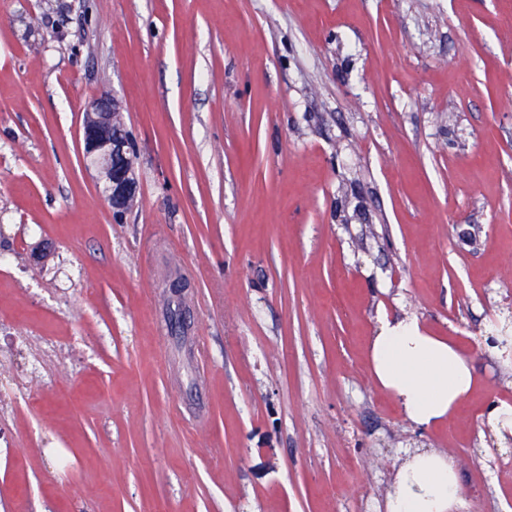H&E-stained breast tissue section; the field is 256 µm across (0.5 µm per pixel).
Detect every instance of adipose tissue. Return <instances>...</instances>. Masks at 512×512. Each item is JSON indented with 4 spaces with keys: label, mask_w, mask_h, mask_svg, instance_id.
<instances>
[{
    "label": "adipose tissue",
    "mask_w": 512,
    "mask_h": 512,
    "mask_svg": "<svg viewBox=\"0 0 512 512\" xmlns=\"http://www.w3.org/2000/svg\"><path fill=\"white\" fill-rule=\"evenodd\" d=\"M370 375L414 426L444 424L471 393L466 355L447 337L431 335L415 318L383 321L371 339ZM455 460L435 449L413 450L397 469L385 512H467Z\"/></svg>",
    "instance_id": "obj_1"
}]
</instances>
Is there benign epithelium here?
I'll list each match as a JSON object with an SVG mask.
<instances>
[{"label":"benign epithelium","mask_w":512,"mask_h":512,"mask_svg":"<svg viewBox=\"0 0 512 512\" xmlns=\"http://www.w3.org/2000/svg\"><path fill=\"white\" fill-rule=\"evenodd\" d=\"M115 105L114 97L104 94L87 109L83 122V156L103 181L102 193L112 211L123 215L132 205L136 184L131 171L116 164L128 151L129 143L121 134L111 133Z\"/></svg>","instance_id":"1"}]
</instances>
